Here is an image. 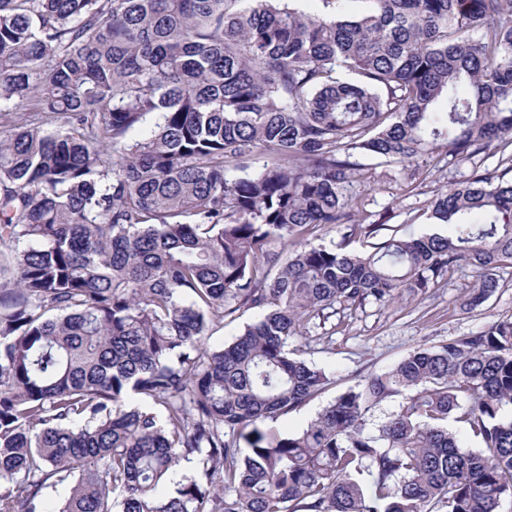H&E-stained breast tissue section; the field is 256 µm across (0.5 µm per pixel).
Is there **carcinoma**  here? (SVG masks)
Wrapping results in <instances>:
<instances>
[{"instance_id": "obj_1", "label": "carcinoma", "mask_w": 512, "mask_h": 512, "mask_svg": "<svg viewBox=\"0 0 512 512\" xmlns=\"http://www.w3.org/2000/svg\"><path fill=\"white\" fill-rule=\"evenodd\" d=\"M372 2L0 0V512L512 498V317L411 351L300 432L269 426L331 383L292 339L462 267L474 310L512 264V179L477 166L430 201L434 230L350 249L392 219L360 216L353 189L375 176L358 156L512 147V0ZM327 226L340 242L313 244ZM256 313L253 310L245 312L237 320L230 322V319L224 320L223 326H218L214 331L213 335L208 340L210 345H221L224 343H230L236 337L238 332L243 328L246 323H250L254 320Z\"/></svg>"}]
</instances>
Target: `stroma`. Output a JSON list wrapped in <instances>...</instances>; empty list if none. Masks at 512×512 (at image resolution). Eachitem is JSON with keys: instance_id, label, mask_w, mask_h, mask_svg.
<instances>
[{"instance_id": "35a3bbf8", "label": "stroma", "mask_w": 512, "mask_h": 512, "mask_svg": "<svg viewBox=\"0 0 512 512\" xmlns=\"http://www.w3.org/2000/svg\"><path fill=\"white\" fill-rule=\"evenodd\" d=\"M503 170L502 152L490 149L475 163L441 162L439 167L418 175L413 191H405L407 173L393 166H377L375 184L362 188L366 214L390 211L387 235L424 231L428 227L427 206L437 193L466 179L472 167ZM472 280L469 268L458 270L450 284L427 294L388 307L375 304L357 310L337 323L312 332L296 346L302 358L331 371L332 382L300 410L281 418L280 430H302L336 396L366 376L393 368L410 351L446 342L491 325L512 315V265L499 271L494 295L473 311L462 308L463 290Z\"/></svg>"}]
</instances>
